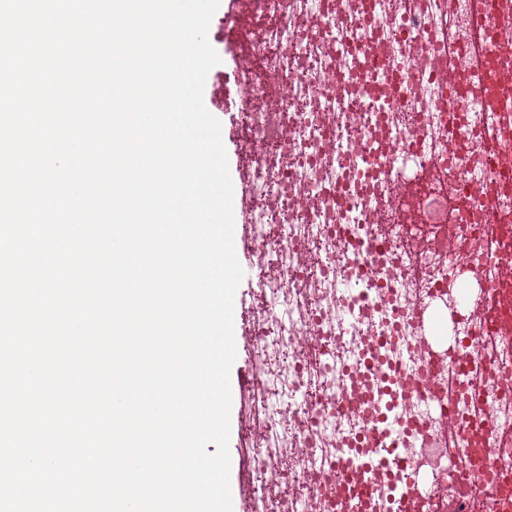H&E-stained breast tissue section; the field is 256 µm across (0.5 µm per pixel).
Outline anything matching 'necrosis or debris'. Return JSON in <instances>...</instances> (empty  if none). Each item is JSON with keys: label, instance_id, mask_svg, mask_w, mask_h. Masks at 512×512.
<instances>
[{"label": "necrosis or debris", "instance_id": "1", "mask_svg": "<svg viewBox=\"0 0 512 512\" xmlns=\"http://www.w3.org/2000/svg\"><path fill=\"white\" fill-rule=\"evenodd\" d=\"M235 75L255 304L257 512H336L341 470L378 472L364 512H503L512 500V309L462 313L455 283L512 290V84L500 0H244ZM454 330L437 338L435 323ZM419 487L361 434L388 406ZM472 432L452 451V426Z\"/></svg>", "mask_w": 512, "mask_h": 512}]
</instances>
